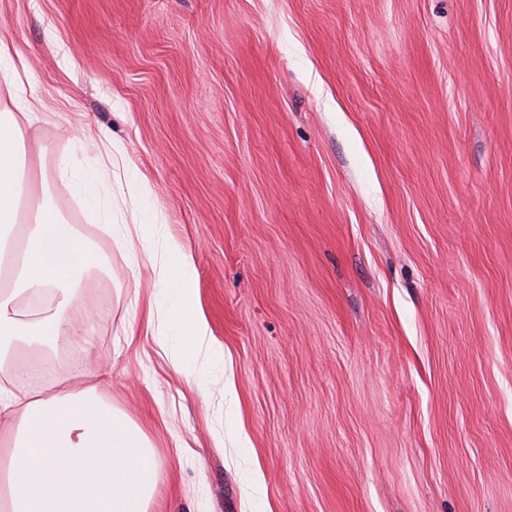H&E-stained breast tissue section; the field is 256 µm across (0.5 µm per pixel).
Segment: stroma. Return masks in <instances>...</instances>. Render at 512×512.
I'll return each instance as SVG.
<instances>
[{
  "label": "stroma",
  "instance_id": "obj_1",
  "mask_svg": "<svg viewBox=\"0 0 512 512\" xmlns=\"http://www.w3.org/2000/svg\"><path fill=\"white\" fill-rule=\"evenodd\" d=\"M0 24L34 163L106 260L89 345L21 389L110 370L151 512H512V0H0ZM102 135L192 256L203 380L163 325L127 342L153 274L59 182Z\"/></svg>",
  "mask_w": 512,
  "mask_h": 512
}]
</instances>
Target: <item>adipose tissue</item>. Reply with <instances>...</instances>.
<instances>
[{"instance_id": "1", "label": "adipose tissue", "mask_w": 512, "mask_h": 512, "mask_svg": "<svg viewBox=\"0 0 512 512\" xmlns=\"http://www.w3.org/2000/svg\"><path fill=\"white\" fill-rule=\"evenodd\" d=\"M0 84L13 104L0 110V417L18 432L0 455V512H148L160 461L145 433L97 394L96 386L58 387L51 395H17L11 388L21 360L51 363L60 342L80 349L89 341L88 323L75 320L83 304L78 290L101 258L85 238L62 220L57 205L25 195L37 174L27 164L26 128L41 105L27 64L6 30L0 29ZM80 164L64 156L58 168L65 190L97 211L98 228L121 239L131 272L148 264L165 300L166 324L185 358L220 360L205 341L209 325L197 296L192 257L159 225L143 223L141 204L152 187L125 170L137 185L131 220L112 221L111 195L96 193L120 167Z\"/></svg>"}]
</instances>
